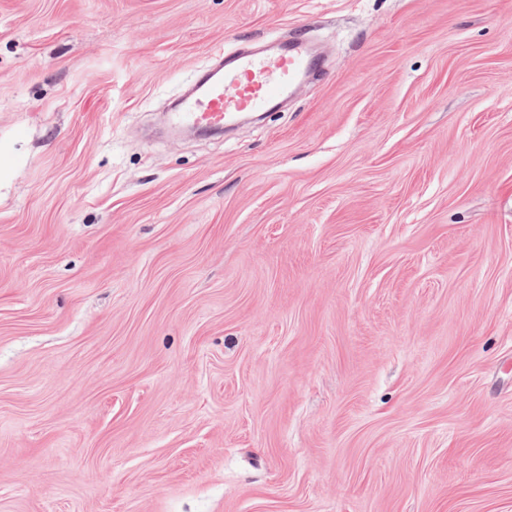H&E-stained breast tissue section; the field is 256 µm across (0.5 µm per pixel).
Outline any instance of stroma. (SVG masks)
<instances>
[{
  "label": "stroma",
  "instance_id": "obj_1",
  "mask_svg": "<svg viewBox=\"0 0 512 512\" xmlns=\"http://www.w3.org/2000/svg\"><path fill=\"white\" fill-rule=\"evenodd\" d=\"M0 512H512V0H0ZM313 64L300 42L284 46L275 55L242 52L232 67L224 65V74L222 68L216 69L196 95L185 98L171 121L174 125H224L237 112L257 110L287 97ZM224 90L233 92L224 94Z\"/></svg>",
  "mask_w": 512,
  "mask_h": 512
}]
</instances>
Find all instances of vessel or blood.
<instances>
[{
  "label": "vessel or blood",
  "mask_w": 512,
  "mask_h": 512,
  "mask_svg": "<svg viewBox=\"0 0 512 512\" xmlns=\"http://www.w3.org/2000/svg\"><path fill=\"white\" fill-rule=\"evenodd\" d=\"M312 65L299 42L274 55L240 53L232 67L214 71L196 95L185 98L171 121L176 125L223 124L235 113L257 110L288 96Z\"/></svg>",
  "instance_id": "vessel-or-blood-1"
}]
</instances>
